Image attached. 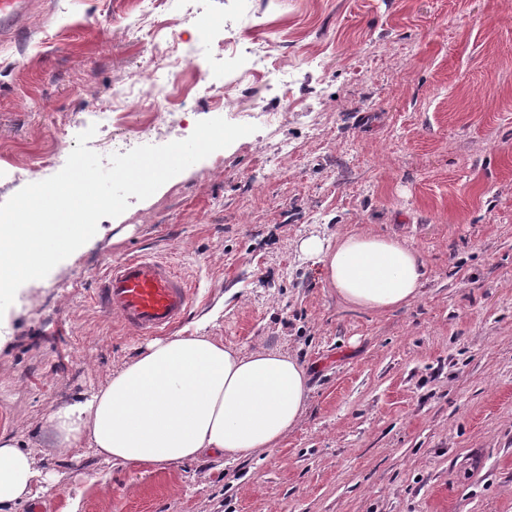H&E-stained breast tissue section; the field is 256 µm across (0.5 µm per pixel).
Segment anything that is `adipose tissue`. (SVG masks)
Returning a JSON list of instances; mask_svg holds the SVG:
<instances>
[{
	"mask_svg": "<svg viewBox=\"0 0 512 512\" xmlns=\"http://www.w3.org/2000/svg\"><path fill=\"white\" fill-rule=\"evenodd\" d=\"M296 250L352 308L385 312L422 294L423 256L397 237L311 235ZM206 329L200 322L147 343L88 397L57 409L45 424L53 447L132 468L235 461L276 447L307 408L305 365L265 348L241 352ZM49 482L35 455L0 434V507L37 498Z\"/></svg>",
	"mask_w": 512,
	"mask_h": 512,
	"instance_id": "adipose-tissue-1",
	"label": "adipose tissue"
}]
</instances>
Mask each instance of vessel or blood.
Segmentation results:
<instances>
[{
    "mask_svg": "<svg viewBox=\"0 0 512 512\" xmlns=\"http://www.w3.org/2000/svg\"><path fill=\"white\" fill-rule=\"evenodd\" d=\"M33 0H0V42L27 35ZM196 296L186 280L161 257L114 261L99 279L95 301L123 328L140 338L180 326Z\"/></svg>",
    "mask_w": 512,
    "mask_h": 512,
    "instance_id": "vessel-or-blood-1",
    "label": "vessel or blood"
}]
</instances>
